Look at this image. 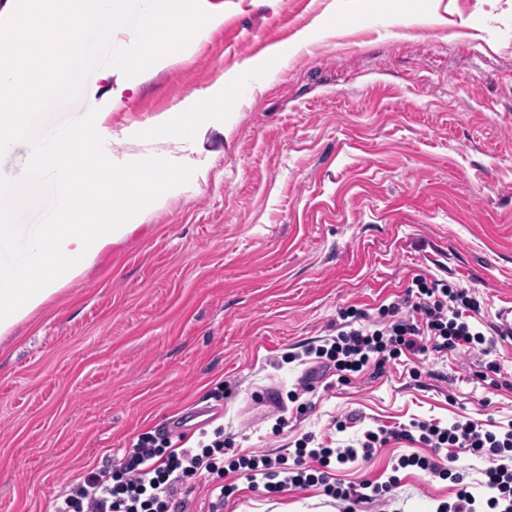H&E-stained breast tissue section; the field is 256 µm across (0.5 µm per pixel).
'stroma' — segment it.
<instances>
[{
	"label": "stroma",
	"instance_id": "stroma-1",
	"mask_svg": "<svg viewBox=\"0 0 512 512\" xmlns=\"http://www.w3.org/2000/svg\"><path fill=\"white\" fill-rule=\"evenodd\" d=\"M222 25L110 98L92 72L46 129L105 113L115 161L139 129L279 47L206 144L190 187L111 245L0 340V512H50L65 485L120 464L140 433L223 428L227 457L285 455L304 435L336 445L366 427L465 416L512 424V337H494L506 386L479 351L312 375L307 348L348 307L374 311L416 281L474 289L485 326L512 304V0H201ZM361 423L337 431L350 413ZM336 466L343 486L394 459ZM363 512H436L451 480L401 471ZM220 512H340L310 487L268 497L236 472Z\"/></svg>",
	"mask_w": 512,
	"mask_h": 512
}]
</instances>
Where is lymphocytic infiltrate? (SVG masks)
Segmentation results:
<instances>
[{"label": "lymphocytic infiltrate", "mask_w": 512, "mask_h": 512, "mask_svg": "<svg viewBox=\"0 0 512 512\" xmlns=\"http://www.w3.org/2000/svg\"><path fill=\"white\" fill-rule=\"evenodd\" d=\"M481 311L472 289L422 284L417 292H406L402 299L381 305L379 319L373 323L368 322L364 310L346 309L344 329L338 330L332 342L316 348L314 355L320 371L357 373L368 365L379 367L404 355L472 348L486 342ZM393 440L419 443L432 453L400 457L395 473L382 482L364 480L347 488L331 483V463L369 460L379 447ZM223 454L224 433L219 429L212 438L186 448L147 432L140 434L118 468L91 470L67 486L58 496L54 512H184L181 495L188 492L189 480L214 474ZM463 454L486 463L485 485L491 492L486 504L491 512H512V427L496 433L469 420L444 427L422 420L380 426L365 431L355 448H312L303 441L293 456L242 455L229 467L244 472L253 487L268 495L322 486L326 495L342 501V512H358L363 503L387 499L400 482L398 470L414 467L455 484V502L440 504L437 512H477L475 496L468 491L463 474L455 470Z\"/></svg>", "instance_id": "obj_1"}]
</instances>
